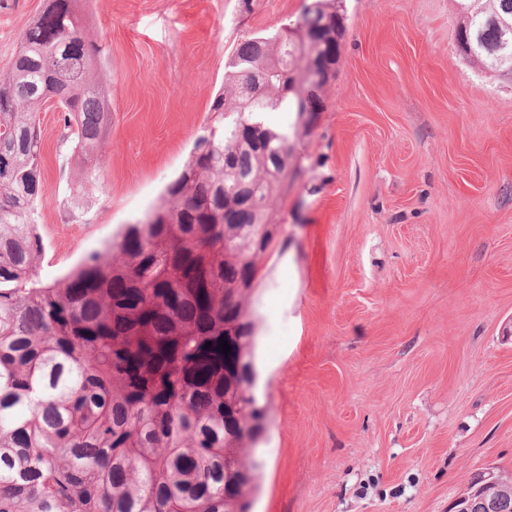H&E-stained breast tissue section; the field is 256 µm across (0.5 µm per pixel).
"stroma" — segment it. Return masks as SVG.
Masks as SVG:
<instances>
[{
	"mask_svg": "<svg viewBox=\"0 0 512 512\" xmlns=\"http://www.w3.org/2000/svg\"><path fill=\"white\" fill-rule=\"evenodd\" d=\"M310 0H86L110 115L98 187L49 103L51 283L157 204L239 44ZM46 0H0V74ZM322 110L293 139L256 280L266 467L252 512H448L512 473V81L460 54L455 0H338Z\"/></svg>",
	"mask_w": 512,
	"mask_h": 512,
	"instance_id": "1",
	"label": "stroma"
}]
</instances>
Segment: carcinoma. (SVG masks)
Here are the masks:
<instances>
[{
  "label": "carcinoma",
  "instance_id": "carcinoma-1",
  "mask_svg": "<svg viewBox=\"0 0 512 512\" xmlns=\"http://www.w3.org/2000/svg\"><path fill=\"white\" fill-rule=\"evenodd\" d=\"M469 62L512 76V0H456ZM311 52L336 63L342 17L324 0ZM286 40L242 41L230 94L162 202L51 285L43 242L37 112L65 111L73 151L95 156L109 125L100 50L81 0H46L0 75V512H250L265 408L252 389L258 260L293 147L266 114L295 112ZM236 199L224 223V195ZM241 257L224 265V251ZM231 346L219 348L220 339ZM211 346H206V343ZM236 368L224 381V368Z\"/></svg>",
  "mask_w": 512,
  "mask_h": 512
}]
</instances>
